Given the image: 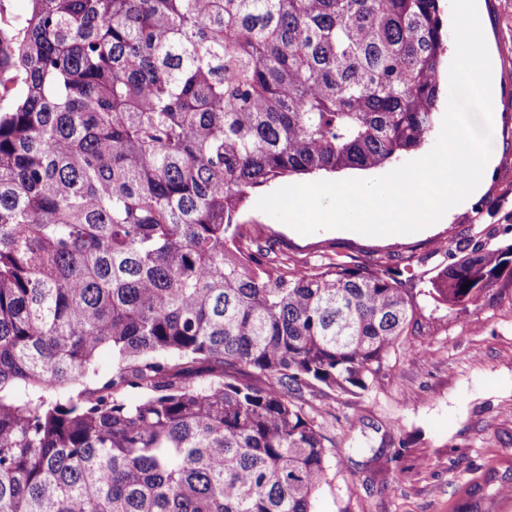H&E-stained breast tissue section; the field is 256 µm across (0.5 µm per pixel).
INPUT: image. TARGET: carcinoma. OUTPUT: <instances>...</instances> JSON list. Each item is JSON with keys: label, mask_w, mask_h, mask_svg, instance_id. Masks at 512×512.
<instances>
[{"label": "carcinoma", "mask_w": 512, "mask_h": 512, "mask_svg": "<svg viewBox=\"0 0 512 512\" xmlns=\"http://www.w3.org/2000/svg\"><path fill=\"white\" fill-rule=\"evenodd\" d=\"M28 2L0 0V512H314L336 454L304 389L375 384L418 307L396 270L274 259L240 215L429 144L440 0ZM505 274L512 244H475L427 296Z\"/></svg>", "instance_id": "obj_1"}]
</instances>
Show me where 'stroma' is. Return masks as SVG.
<instances>
[{"label":"stroma","mask_w":512,"mask_h":512,"mask_svg":"<svg viewBox=\"0 0 512 512\" xmlns=\"http://www.w3.org/2000/svg\"><path fill=\"white\" fill-rule=\"evenodd\" d=\"M497 96L498 150L486 188L450 223L425 232L304 235L248 201L245 236L273 243L289 264L340 260L398 269L421 308L415 356L393 352L379 382L343 395L323 385L302 400L341 462L319 490L316 512H512L497 489L512 484V282L477 305L435 306L431 280L472 244H512V0H477Z\"/></svg>","instance_id":"stroma-1"}]
</instances>
